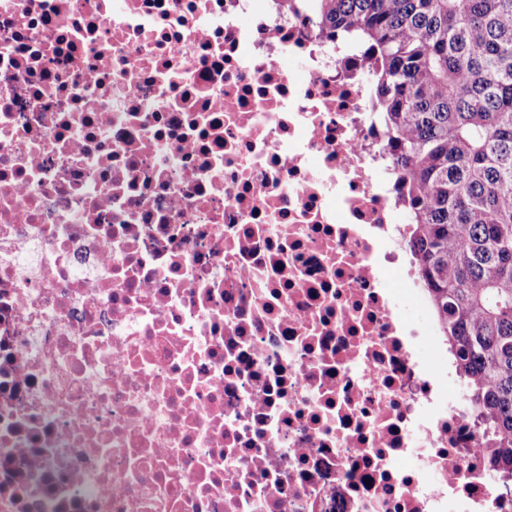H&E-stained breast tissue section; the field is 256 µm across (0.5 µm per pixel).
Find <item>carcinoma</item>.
<instances>
[{
	"label": "carcinoma",
	"mask_w": 512,
	"mask_h": 512,
	"mask_svg": "<svg viewBox=\"0 0 512 512\" xmlns=\"http://www.w3.org/2000/svg\"><path fill=\"white\" fill-rule=\"evenodd\" d=\"M361 54L404 244L512 493V0H279Z\"/></svg>",
	"instance_id": "obj_1"
}]
</instances>
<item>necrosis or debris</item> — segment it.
Masks as SVG:
<instances>
[{
  "instance_id": "obj_1",
  "label": "necrosis or debris",
  "mask_w": 512,
  "mask_h": 512,
  "mask_svg": "<svg viewBox=\"0 0 512 512\" xmlns=\"http://www.w3.org/2000/svg\"><path fill=\"white\" fill-rule=\"evenodd\" d=\"M390 171L275 0H0V512H512Z\"/></svg>"
}]
</instances>
